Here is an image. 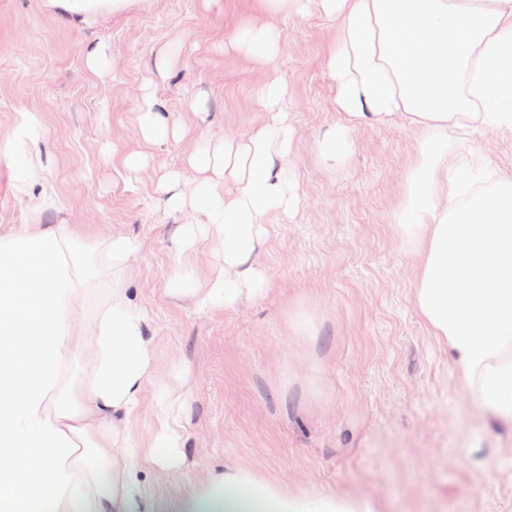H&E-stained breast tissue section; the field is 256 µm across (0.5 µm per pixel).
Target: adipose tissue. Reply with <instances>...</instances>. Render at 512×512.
I'll use <instances>...</instances> for the list:
<instances>
[{
	"mask_svg": "<svg viewBox=\"0 0 512 512\" xmlns=\"http://www.w3.org/2000/svg\"><path fill=\"white\" fill-rule=\"evenodd\" d=\"M339 20L329 59L336 103L350 123L406 121L420 133L393 215L421 258L413 304L447 351L461 396L512 428V181L494 179L482 154L459 155L449 133L512 131V0H322ZM280 33L248 25L238 50L273 61ZM38 125L21 114L0 160L27 183L40 165L27 147ZM287 113L245 137L225 136L191 158L199 179L166 204L202 221L221 261L202 283L190 253L169 291L234 309L263 297L253 262L270 217L294 205L275 158L290 154ZM34 222L0 234V512H133L145 462L181 471L180 397L157 381L145 316L129 295L137 244L89 240L69 224ZM151 402L159 428L140 450L132 416ZM353 491H291L230 466L200 480L179 512H379Z\"/></svg>",
	"mask_w": 512,
	"mask_h": 512,
	"instance_id": "adipose-tissue-1",
	"label": "adipose tissue"
}]
</instances>
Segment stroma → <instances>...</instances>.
I'll return each instance as SVG.
<instances>
[{
    "label": "stroma",
    "instance_id": "stroma-1",
    "mask_svg": "<svg viewBox=\"0 0 512 512\" xmlns=\"http://www.w3.org/2000/svg\"><path fill=\"white\" fill-rule=\"evenodd\" d=\"M268 21L281 42L264 69L232 45L246 24ZM338 25L321 0L272 18L257 0H137L88 25L49 0H0V141L20 113H37L43 162L23 191L0 161V228L31 222L42 201L44 223L136 240L129 293L158 378L186 393L185 466L162 481L144 471L150 512H177L201 478L229 465L295 490L361 491L386 512H512V433L484 426L460 396L413 305L421 259L392 229L419 130L361 124L342 164L318 155L347 122L328 69ZM272 79L294 128L298 206L270 222L256 257L269 290L229 310L172 297L187 217L168 209L161 181H194L190 155L270 121ZM148 92L169 129L153 142L138 131ZM452 148L481 152L512 181L511 132L479 129ZM133 154L144 169H128ZM302 299L316 305L319 332L300 361L286 312ZM479 432L501 447L488 490L467 459Z\"/></svg>",
    "mask_w": 512,
    "mask_h": 512
}]
</instances>
